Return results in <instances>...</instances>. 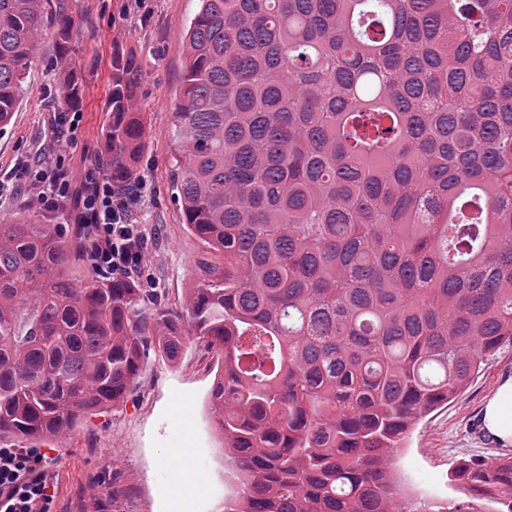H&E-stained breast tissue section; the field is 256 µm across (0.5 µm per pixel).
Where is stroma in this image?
Segmentation results:
<instances>
[{"label":"stroma","mask_w":512,"mask_h":512,"mask_svg":"<svg viewBox=\"0 0 512 512\" xmlns=\"http://www.w3.org/2000/svg\"><path fill=\"white\" fill-rule=\"evenodd\" d=\"M198 9L197 0H78L79 34L66 58H59L51 25H44L29 67L25 96L6 132L0 134V221L28 212L46 224H67L69 209L49 211L32 204L29 170L46 150L50 125L62 109L77 113L73 139L53 145L65 158L76 190L87 170H105L102 131L112 90V57L136 58L142 73L138 109L145 115V148L139 162L143 204L133 217L148 237L139 273L164 303L178 307L198 279L207 249L188 232L172 191L170 146L173 112L183 72L180 30ZM82 78L78 98L60 102L67 72ZM223 360L200 340H191L174 363L148 355L126 403L85 417L71 433L55 439H26L44 448L54 500L50 512H214L238 483L228 471L222 433L215 428L211 392ZM512 376V347L483 365L458 397L417 422L392 469L402 491L420 512L432 505L472 501L477 512H495L490 497L471 499L453 470L474 460L491 465L506 450L483 432V407L502 378ZM188 460L196 478L181 479Z\"/></svg>","instance_id":"35a3bbf8"}]
</instances>
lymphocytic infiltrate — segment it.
I'll return each instance as SVG.
<instances>
[{
    "label": "lymphocytic infiltrate",
    "instance_id": "f902f5d3",
    "mask_svg": "<svg viewBox=\"0 0 512 512\" xmlns=\"http://www.w3.org/2000/svg\"><path fill=\"white\" fill-rule=\"evenodd\" d=\"M35 201L44 207L74 200L93 242L90 257L103 271H137L146 257V240L133 216L142 203L141 187L118 194L110 178L89 172L82 195H74L65 175L41 173ZM53 459L39 448L0 447V512H47L54 487L46 470Z\"/></svg>",
    "mask_w": 512,
    "mask_h": 512
}]
</instances>
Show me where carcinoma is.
<instances>
[{
    "label": "carcinoma",
    "instance_id": "obj_1",
    "mask_svg": "<svg viewBox=\"0 0 512 512\" xmlns=\"http://www.w3.org/2000/svg\"><path fill=\"white\" fill-rule=\"evenodd\" d=\"M44 0H0V131ZM75 0H54L60 57ZM172 188L211 251L183 307L97 271L77 224L0 221V437L123 405L154 348L223 356L224 512H420L390 465L512 346V0H199ZM137 61L112 60L108 175L139 178ZM512 512V456L462 467Z\"/></svg>",
    "mask_w": 512,
    "mask_h": 512
}]
</instances>
